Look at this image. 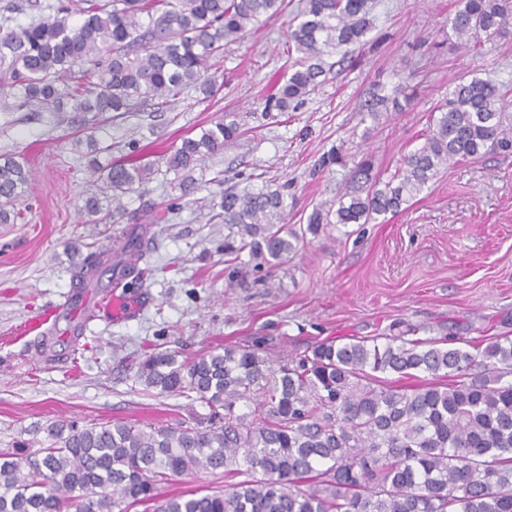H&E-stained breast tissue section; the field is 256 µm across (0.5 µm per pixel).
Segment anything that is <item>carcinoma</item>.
Listing matches in <instances>:
<instances>
[{
  "label": "carcinoma",
  "mask_w": 512,
  "mask_h": 512,
  "mask_svg": "<svg viewBox=\"0 0 512 512\" xmlns=\"http://www.w3.org/2000/svg\"><path fill=\"white\" fill-rule=\"evenodd\" d=\"M285 0H79L0 34V87L18 91L20 108L59 117L71 106L79 126L160 107L192 88L202 99L222 88L215 72L224 49L244 39ZM375 0H302L288 29L295 51L274 83L280 112L308 95L324 73L323 56L346 58L371 28ZM450 28L461 43L494 44L512 28V0H459ZM512 85L461 78L424 137L383 182L371 161L355 168L345 190L312 208L304 224L288 223V186L224 191V255L256 267L288 262L307 235L332 224H374L395 215L452 160L512 150ZM242 135L233 113L184 137L154 161L129 157L91 164L96 191L84 201L92 222L126 215L123 197L166 168L176 199L194 200L198 164ZM28 171L0 157V223L15 205ZM133 227L114 254L78 264L75 287L97 286V268L146 269ZM317 341L273 359L265 345H230L180 360L151 352L135 379L147 390L209 408L207 422L140 426L116 421L80 427L60 421L51 443L31 455L0 452V512H69L85 497L87 512H512V338L488 342L416 336ZM397 379L420 384L401 386ZM206 471L224 475V490L158 489Z\"/></svg>",
  "instance_id": "cac0c4a2"
}]
</instances>
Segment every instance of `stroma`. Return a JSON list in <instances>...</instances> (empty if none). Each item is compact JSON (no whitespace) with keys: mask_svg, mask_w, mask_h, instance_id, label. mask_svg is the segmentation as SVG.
I'll return each mask as SVG.
<instances>
[{"mask_svg":"<svg viewBox=\"0 0 512 512\" xmlns=\"http://www.w3.org/2000/svg\"><path fill=\"white\" fill-rule=\"evenodd\" d=\"M299 0L261 17L224 54V86L207 102L194 92L159 112L103 116L96 154L76 144L74 127L33 114L0 91V154L30 172L16 207L21 219L0 224V450L40 449L48 427L116 421L171 423L207 407L178 395L148 394L135 381L147 351L186 358L266 339L273 355L333 336L388 333L401 321L423 335L479 340L512 335V152L452 162L410 201L362 235L332 226L309 239L287 263L255 273L224 262L226 188L288 186V221L332 200L351 170L371 159L389 178L400 157L419 147L455 79L492 73L512 83V35L464 48L448 20L458 0H377L364 46L351 58L325 57L310 95L285 112L268 110V81L287 72V33ZM387 97L372 116L373 95ZM236 113L248 132L197 167L199 200L169 210L164 173L124 199L152 239L153 278L118 294L130 311L114 318L85 295L78 337L45 362L38 321L76 298V263L123 242L125 224L90 223L82 206L93 191L88 160L109 164L110 144H135L158 155ZM337 162H329V154Z\"/></svg>","mask_w":512,"mask_h":512,"instance_id":"1","label":"stroma"}]
</instances>
